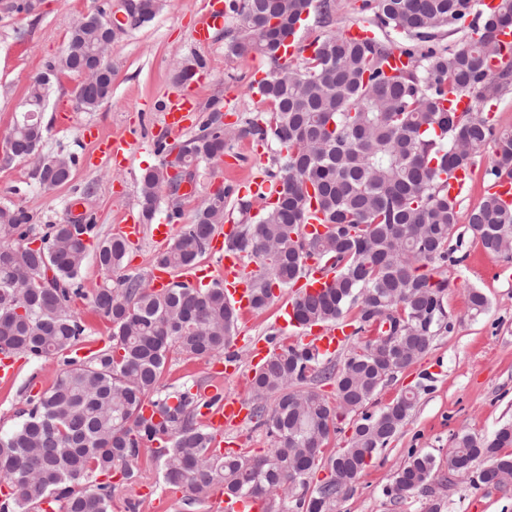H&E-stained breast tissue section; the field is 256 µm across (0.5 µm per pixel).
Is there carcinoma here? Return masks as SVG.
<instances>
[{"mask_svg": "<svg viewBox=\"0 0 512 512\" xmlns=\"http://www.w3.org/2000/svg\"><path fill=\"white\" fill-rule=\"evenodd\" d=\"M130 27L150 21L160 0H138ZM312 0H229L238 19V36L229 49L236 56L256 51L272 68L260 90L274 107L268 123L247 120L242 126L221 121V101L211 100L208 116L194 134L157 152L176 160L140 177V205L153 219L162 194L176 195L179 176L168 168L183 162L198 168L220 158L232 143L254 136L276 143L283 172L276 202L257 224H243L232 247L254 260V309L273 298L272 285L289 286L304 276L307 260L329 270L332 280L315 294L293 300L295 318L305 326L336 323L357 307L367 326L388 310L402 308L400 326L380 331L377 346L349 351L338 373L316 349L303 343L279 347L251 380L254 399L274 397L267 410L252 414L266 427L273 448L264 455L222 451L202 421V409L221 401L205 399L191 388L168 391L164 384L169 355L205 358L226 349L238 313L224 287L206 289L178 282L158 294L140 275H126L93 295L81 287L87 256L84 237L94 225L47 224L35 233L34 216L23 206L0 205V354L49 361L60 370L52 387L29 396L23 420L0 433V512H109L115 485L98 481L112 471L134 484L150 451L163 484L191 493L185 504L207 499L216 490L230 495L269 499L282 491L299 512H337L338 495L350 491L368 461L387 447L404 427L416 394L403 395L377 412L366 407L384 381L422 356L436 332L448 327L443 307L444 279L424 272L450 260L448 230L457 221L458 200L448 197L442 175L468 168L490 151L488 174L512 180V130L495 128L481 112L458 113L444 103L470 94L490 101L512 89V63L490 67L504 47L496 32L512 28V0H500L478 23L466 22L477 0H377L374 22L404 34L412 45L400 50L408 59L389 67L394 48L376 38L365 42L328 33L315 39L313 52L299 66L280 63V47L297 32ZM112 12L87 15L71 28L66 50L54 69L83 79L75 98L93 110L112 97L115 70L88 78L89 66L106 46ZM464 32L459 46L431 44L446 26ZM49 76L36 77L26 102L32 115H21L5 161L26 160L39 184L52 189L67 183L73 159L41 152L46 128L40 114ZM229 192L219 190L204 201L192 224L181 227L155 261L173 270L198 262L217 224L224 223ZM329 231L309 236L310 204ZM468 225L485 252L503 254L512 243V207L488 195L468 215ZM39 236L40 245L28 239ZM126 242L111 235L99 240L95 258L107 275L121 268ZM89 300L112 325L108 343L77 358L85 325L72 309ZM336 378V399L303 384ZM151 399L158 421L142 415ZM360 414L346 446L329 457L330 477L312 487V461L298 450L327 443L338 423ZM512 424L492 435L457 438L448 457V474L462 465L481 486L493 473L512 481ZM487 466L475 468L477 460ZM436 461L413 453L398 469L386 493L401 502L429 490Z\"/></svg>", "mask_w": 512, "mask_h": 512, "instance_id": "cac0c4a2", "label": "carcinoma"}]
</instances>
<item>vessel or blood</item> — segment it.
<instances>
[{"label":"vessel or blood","instance_id":"1","mask_svg":"<svg viewBox=\"0 0 512 512\" xmlns=\"http://www.w3.org/2000/svg\"><path fill=\"white\" fill-rule=\"evenodd\" d=\"M224 25V8L222 5L211 4L207 12L199 15L192 27L191 37L196 44H208L214 31ZM194 108V97L182 94L170 99L164 108V128L169 137L181 136L186 129L185 122ZM84 137L92 144L95 153L115 162H126L129 158L124 142L99 133L95 127H87ZM230 225L217 226L212 234L208 253L209 261L198 263L174 274L163 265L155 266L151 272V282L155 290L169 288L176 278H183L189 283L204 281H221L228 299L238 308L240 314L247 315L253 310L252 293L249 275L245 270V262L241 255L228 250L225 240L233 233ZM118 236L135 243L152 236L156 242L164 243L175 237L178 228L173 224H146L141 219L126 217L115 228ZM307 341L321 354L334 353L345 341L340 327H324L308 334ZM246 415L244 405L239 398L228 396L216 407L204 410L203 421L213 431L216 438H223L225 432L233 430L244 422ZM209 512H264L265 504L251 497L228 498L222 493H215L208 504Z\"/></svg>","mask_w":512,"mask_h":512}]
</instances>
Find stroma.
Returning <instances> with one entry per match:
<instances>
[{
	"label": "stroma",
	"mask_w": 512,
	"mask_h": 512,
	"mask_svg": "<svg viewBox=\"0 0 512 512\" xmlns=\"http://www.w3.org/2000/svg\"><path fill=\"white\" fill-rule=\"evenodd\" d=\"M107 2L41 0L34 13L0 16V137L8 135L23 110L30 83L47 73L49 65L64 53L74 23ZM208 3L165 0L152 21L118 33L110 50L116 70L112 97L94 110H84L76 102L74 90L80 75L52 77L41 114L47 129L42 150L74 157L71 179L64 186L47 189L38 183L27 163L0 160V204L24 206L34 214L40 228L69 223L77 211L91 215L97 224L96 236L87 240L92 248L98 238L110 235L112 226L123 216L139 214L140 176L164 160L156 145L168 140L162 116L168 99L188 89L196 94L198 117H205L209 101L218 98L224 103L225 124L238 125L247 118L261 123L269 120L273 107L255 93L252 84L257 72H269L270 62L257 52L229 54L228 44L237 34V20L226 18L207 46L192 42L191 26ZM374 12L364 0H335L332 22L325 25L318 9H311L295 37L291 64H302L316 36L343 32L354 25L373 28L377 39L394 48L407 46V39L401 35L374 28ZM189 57L203 62L206 75L184 87L177 75L181 62ZM88 125L108 134H124L131 143L128 164L117 166L91 156L82 136ZM279 151V146L255 137L240 138L220 159L200 165L192 197L179 201L162 197L154 223H166L175 208L180 211L179 223H192L202 199L221 187L236 188L258 176L277 184L280 167L273 158ZM488 167L489 158L484 155L470 168L459 196L458 219L448 236L452 259L438 264L432 272L434 279L448 282L443 297L448 328L437 332L421 358L390 376L369 404L376 410L413 390L417 393L415 406L401 431L362 471L353 492L340 503V512H426L432 502L441 503L442 512H512V486L497 490L474 487L464 477L452 483L447 480L448 451L458 436H486L512 422V257L486 254L466 220L468 212L487 194L492 181ZM472 287L480 289L489 301L486 311L477 316L470 310L468 290ZM294 294V288L274 287L267 308L239 319L234 336L239 369L224 379L222 393L252 403V358L247 340L258 336L275 348L293 343L297 330L284 326L281 315ZM223 359L220 353L203 359L171 354L165 382L175 387L187 383L205 390L212 383V363ZM15 367L13 377L0 378V430L5 431L19 422L28 395L50 388L59 370L58 363L24 357L16 359ZM414 450L432 454L438 472L428 492L393 502L386 489ZM158 478L157 468L151 465L138 485L117 486L112 512H126L125 501L131 497L141 500L139 512H153L151 501L164 493L171 498L168 512H183L186 491L163 489Z\"/></svg>",
	"instance_id": "obj_1"
}]
</instances>
